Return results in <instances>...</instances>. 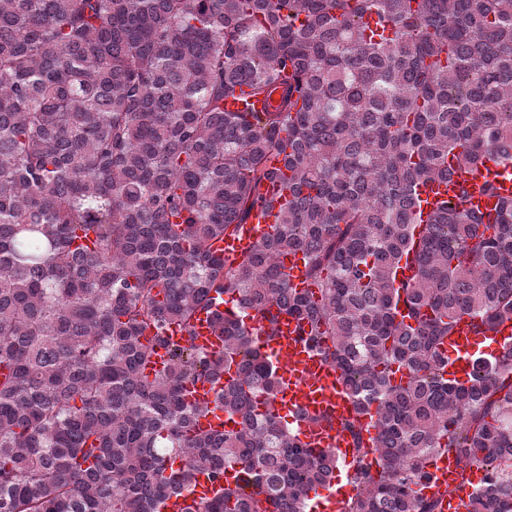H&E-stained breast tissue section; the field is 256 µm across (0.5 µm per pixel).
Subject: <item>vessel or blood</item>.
<instances>
[{
    "instance_id": "1",
    "label": "vessel or blood",
    "mask_w": 512,
    "mask_h": 512,
    "mask_svg": "<svg viewBox=\"0 0 512 512\" xmlns=\"http://www.w3.org/2000/svg\"><path fill=\"white\" fill-rule=\"evenodd\" d=\"M500 167L496 161H486L484 166L473 171H457L450 183L434 184L423 188L420 197L434 200L441 197L453 199L459 190H466V206L476 215L491 211L498 196L512 197V178L500 181L498 195L483 191L485 181L493 179ZM276 220L275 210H268L258 223L249 225L241 237L227 238L219 242L218 247L227 261L237 260L242 254L252 249L263 237L269 224ZM282 263L289 275V284L296 291H304L310 283L305 277L303 255L291 252L283 255ZM224 302H216L209 311L198 313L192 328H184L173 323L165 331L166 345L157 346L152 358L144 366L146 375H154L168 362V347L172 344H192L195 347L217 352L223 350L224 339L215 332L212 321L215 314L223 312ZM308 332L307 325L298 324L290 316H282L276 335L259 333L257 346L260 351L274 361L281 378V393L274 402L275 411L291 413L301 429V440L314 448L332 449L344 461L353 458L350 439L342 431L344 420L357 415L353 400L343 393L339 383V371L335 365L324 360L317 349L309 347L304 338ZM512 346V323L501 324L496 331L487 336H475L470 332L469 319H462L456 326V332L448 337L443 350L448 357L449 378H465L468 371L465 354L479 351L492 356H499L504 348ZM224 386L223 380L215 383L195 384L186 389V399L192 403L210 405L216 392ZM224 421V412L212 409L199 418L198 429L206 430L219 426ZM214 488L206 475L196 477L194 497L182 496L175 503L169 504L167 512H185L192 507L195 498L210 495ZM348 491L325 489L320 491L314 505V512H344L348 500Z\"/></svg>"
}]
</instances>
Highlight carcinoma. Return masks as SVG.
<instances>
[{
	"mask_svg": "<svg viewBox=\"0 0 512 512\" xmlns=\"http://www.w3.org/2000/svg\"><path fill=\"white\" fill-rule=\"evenodd\" d=\"M492 156L512 164V0H0V512H161L229 469L244 485L195 512H306L338 458L272 411L254 325L284 313L376 429L343 424L347 512H443L473 465L466 512H512V348L463 381L442 353L464 315L512 320V198L490 235L448 200L417 212L448 159ZM281 166L276 224L225 261ZM214 293L223 353L144 376V332ZM233 368L215 403L238 428L197 430L186 384ZM448 450L461 481L424 492ZM282 263L289 275V284L297 292H303L314 286L306 280L303 254L299 251L291 252L282 256Z\"/></svg>",
	"mask_w": 512,
	"mask_h": 512,
	"instance_id": "carcinoma-1",
	"label": "carcinoma"
}]
</instances>
